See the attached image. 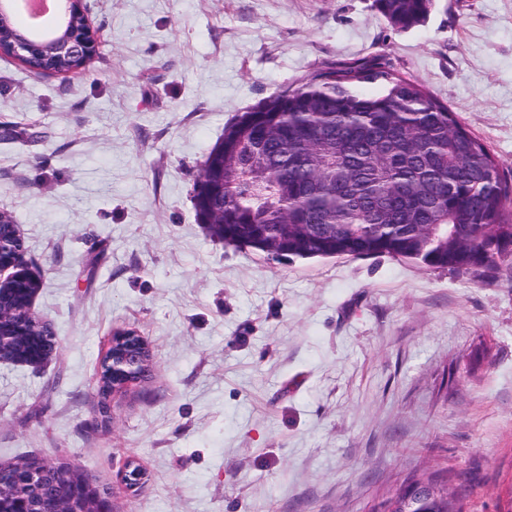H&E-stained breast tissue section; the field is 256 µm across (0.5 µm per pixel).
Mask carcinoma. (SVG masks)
Returning <instances> with one entry per match:
<instances>
[{"instance_id": "1", "label": "carcinoma", "mask_w": 512, "mask_h": 512, "mask_svg": "<svg viewBox=\"0 0 512 512\" xmlns=\"http://www.w3.org/2000/svg\"><path fill=\"white\" fill-rule=\"evenodd\" d=\"M434 0H372L397 31ZM381 79L376 95L355 91ZM512 180L486 145L416 82L367 65L308 76L224 128V243L281 256L388 255L497 272L512 255ZM410 488L396 512H463Z\"/></svg>"}]
</instances>
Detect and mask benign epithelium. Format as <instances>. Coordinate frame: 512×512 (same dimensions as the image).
Returning <instances> with one entry per match:
<instances>
[{
    "instance_id": "1",
    "label": "benign epithelium",
    "mask_w": 512,
    "mask_h": 512,
    "mask_svg": "<svg viewBox=\"0 0 512 512\" xmlns=\"http://www.w3.org/2000/svg\"><path fill=\"white\" fill-rule=\"evenodd\" d=\"M59 4L56 27L44 42L22 34L0 53L19 61L44 44L56 53L77 63L83 69L98 53L100 35L91 23L81 34L73 32L68 17L82 9V0H56ZM208 189L195 197L200 221L214 235L224 234V157L216 151L205 166ZM24 239L10 216L0 213V362L33 368L44 365L58 350L59 343L50 326L33 311V303L19 305L16 295L40 287L38 276L23 262ZM106 372L98 373L100 392L104 396L127 390L148 373L151 354L148 344L132 329L120 330L111 336L103 355ZM0 473L10 483L0 485V512H114L101 502L112 503L108 490L87 477L63 466H54L32 457L20 462H0Z\"/></svg>"
}]
</instances>
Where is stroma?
Instances as JSON below:
<instances>
[{
    "mask_svg": "<svg viewBox=\"0 0 512 512\" xmlns=\"http://www.w3.org/2000/svg\"><path fill=\"white\" fill-rule=\"evenodd\" d=\"M372 0H83L101 46L38 74L0 54V212L57 355L0 362V460L61 462L117 512H369L468 472L466 512L512 487L510 274L386 255L271 259L225 244L193 187L240 113L375 63L421 84L512 176V0H435L394 30ZM152 364L101 397L114 331ZM143 479L123 482L127 464Z\"/></svg>",
    "mask_w": 512,
    "mask_h": 512,
    "instance_id": "35a3bbf8",
    "label": "stroma"
}]
</instances>
